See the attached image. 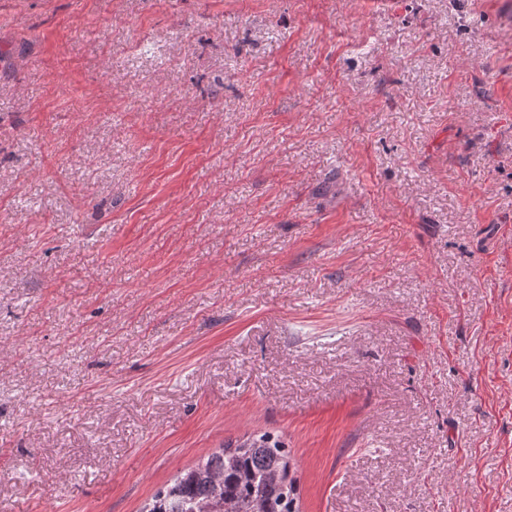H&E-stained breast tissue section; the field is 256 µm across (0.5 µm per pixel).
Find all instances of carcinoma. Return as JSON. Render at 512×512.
I'll use <instances>...</instances> for the list:
<instances>
[{
  "label": "carcinoma",
  "mask_w": 512,
  "mask_h": 512,
  "mask_svg": "<svg viewBox=\"0 0 512 512\" xmlns=\"http://www.w3.org/2000/svg\"><path fill=\"white\" fill-rule=\"evenodd\" d=\"M288 452L269 434L229 442L156 491L141 512H297Z\"/></svg>",
  "instance_id": "1"
}]
</instances>
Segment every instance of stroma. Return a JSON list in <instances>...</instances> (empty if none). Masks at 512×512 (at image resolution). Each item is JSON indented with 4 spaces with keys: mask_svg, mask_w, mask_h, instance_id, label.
Listing matches in <instances>:
<instances>
[{
    "mask_svg": "<svg viewBox=\"0 0 512 512\" xmlns=\"http://www.w3.org/2000/svg\"><path fill=\"white\" fill-rule=\"evenodd\" d=\"M264 432L512 512V0H0V512Z\"/></svg>",
    "mask_w": 512,
    "mask_h": 512,
    "instance_id": "1",
    "label": "stroma"
}]
</instances>
